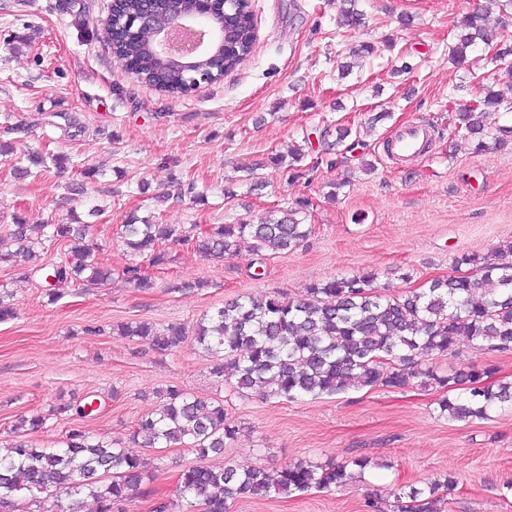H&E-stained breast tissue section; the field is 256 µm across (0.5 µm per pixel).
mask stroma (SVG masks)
<instances>
[{"instance_id":"obj_1","label":"stroma","mask_w":512,"mask_h":512,"mask_svg":"<svg viewBox=\"0 0 512 512\" xmlns=\"http://www.w3.org/2000/svg\"><path fill=\"white\" fill-rule=\"evenodd\" d=\"M78 32L58 0H0V140L60 158L20 178L0 155V230L14 219L91 225L102 245L103 287L67 283L49 302L39 277L20 262H0V290L19 315L0 323V446L21 415H46L30 434L38 448L62 439L76 408L99 400L85 425L122 443L158 468L144 494L123 512H151L175 494L183 469L199 459L185 447L148 448L132 437L153 412L156 391L176 385L224 404L239 428L225 462L277 468L299 460L325 463L366 456L361 480L330 491L311 489L266 499L242 496L230 512H366L373 493L424 486L446 474L456 489L444 512H512V412L474 423L438 415L433 389H354L316 400H264L239 395L213 373L215 358L183 347L159 352L119 335V324H192L242 294L296 297L314 282L368 269L386 292L401 293L450 274L455 255L494 257L512 240V145L474 154L452 150L453 119L472 105L479 81L512 101V80L483 53L475 71L448 60L452 22L495 0H360L359 37L374 47L363 67L340 77L348 40L336 32L340 0H252L258 32L251 56L223 80L172 95L125 72L102 37L110 0H82ZM412 19L402 27L401 15ZM409 71L396 74L395 61ZM432 130L428 151L396 163L383 150L405 126ZM343 124L364 146L335 168L295 178L274 162L303 133ZM192 182L199 201L178 199ZM336 199H329L332 184ZM309 200L315 233L298 249L258 265L249 246L221 262L185 247L171 260L138 264L153 281L125 280L130 256L121 230L131 217L160 224L255 222L272 209ZM262 279H254L257 267ZM410 280H403V273ZM419 364L451 372L495 363L512 377V351L467 346L455 355H424Z\"/></svg>"}]
</instances>
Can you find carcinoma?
Wrapping results in <instances>:
<instances>
[{"mask_svg":"<svg viewBox=\"0 0 512 512\" xmlns=\"http://www.w3.org/2000/svg\"><path fill=\"white\" fill-rule=\"evenodd\" d=\"M59 7L73 16L72 25L86 29L85 15L76 9L75 0H60ZM120 8L124 15L139 17L141 29L137 37L128 40L105 29L107 42L119 47L118 58L136 63L138 81L180 94L181 84L174 73L155 60L147 47L161 14L146 0H123ZM499 9L501 16L494 21L477 9L453 22L450 61L470 67L479 47L491 45L497 48L501 68L512 72V34L507 32L506 21L512 0H499ZM363 24L356 0H343L336 27L355 33ZM252 27V16L243 12L240 23L227 32L231 46L225 55L228 72L235 71L252 53ZM504 102L503 92L495 85H479L478 103L455 114L458 140L474 153L491 144L508 145L512 126L499 127L493 135L487 126V119ZM332 135L335 140L326 141ZM320 139L326 147L316 157L317 168L323 163L334 167L337 151L343 154L364 146L352 136V129L343 125L325 127ZM309 143L307 135L288 149V156L278 155L275 161L287 164L293 176H301L299 163L307 157ZM39 159L34 153L15 157L14 173L32 175L28 164L37 165ZM306 207L308 201H301L299 209ZM297 210L266 215L256 224L206 228L130 222L123 225L124 242L134 255L149 254L154 266L168 263V242L201 258H231L244 242L251 244L256 255L271 256L297 248L311 237L313 225L298 221ZM91 228L90 224H26L17 220L8 227V238L16 249L0 254V260L21 257L31 262L32 271L51 279L47 296L55 302L62 297L60 284L81 276L89 285L112 279L111 271L98 265L99 244ZM52 241L71 243L74 260L41 262L44 243ZM453 266L454 273L401 294L380 291L377 274L362 271L312 283L299 297L241 295L192 327L181 322L157 326L138 321L120 325V333L160 351H174L191 342L192 349L220 360L214 369L216 377L222 379L225 371H231L232 388L239 394L296 401L337 395L350 388L400 390L417 382L443 392L437 402L440 416L452 421L485 420L498 411L512 410V381L497 378V366H471L445 374L434 367H421L416 358L455 353L463 341L488 352L512 350V241L500 247L493 262L462 252L454 257ZM123 275L138 288L153 287L136 263L125 266ZM15 317L13 294L0 292V322ZM455 390L458 394L449 395ZM155 394L162 398L161 404L138 421L134 432L149 448L188 446L205 459L211 453H223L225 441L238 434L222 402H206L177 386ZM44 425L45 416L40 414L16 419L13 433L19 439L0 451V512H10L19 498L28 500L32 512H59L61 506L52 498L60 493L78 502L93 500L96 512H112L114 506L140 493L143 482L154 479L155 471L146 460L80 424L71 427L65 439L52 448H35L21 440ZM369 466L365 456L324 465L300 460L275 470L234 462L219 468L196 465L180 474L178 499L158 501L153 512H193L200 504L205 512H228L230 501L241 495L268 498L312 488H339L361 477ZM456 485L448 475L423 488L394 491L389 512H442L440 492L449 493Z\"/></svg>","mask_w":512,"mask_h":512,"instance_id":"cac0c4a2","label":"carcinoma"}]
</instances>
